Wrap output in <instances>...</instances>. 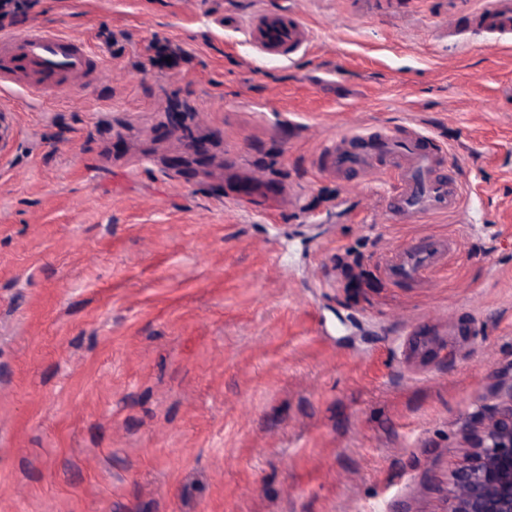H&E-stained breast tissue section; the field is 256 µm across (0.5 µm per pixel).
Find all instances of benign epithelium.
Here are the masks:
<instances>
[{
  "label": "benign epithelium",
  "instance_id": "1",
  "mask_svg": "<svg viewBox=\"0 0 512 512\" xmlns=\"http://www.w3.org/2000/svg\"><path fill=\"white\" fill-rule=\"evenodd\" d=\"M466 444L451 477L448 512H512V392L479 420Z\"/></svg>",
  "mask_w": 512,
  "mask_h": 512
}]
</instances>
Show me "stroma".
<instances>
[{
  "label": "stroma",
  "instance_id": "obj_1",
  "mask_svg": "<svg viewBox=\"0 0 512 512\" xmlns=\"http://www.w3.org/2000/svg\"><path fill=\"white\" fill-rule=\"evenodd\" d=\"M479 2L13 17L105 63L79 99L0 113V512H448L466 433L512 386V46L483 50ZM259 9L296 15L309 46L258 58L242 26ZM156 41L194 58L151 68ZM355 124L444 143L474 223L388 224V176L322 177L318 150ZM189 140L203 164H179ZM222 164L287 201L229 198ZM420 235L457 255L393 287L382 256ZM347 250L362 287L340 278Z\"/></svg>",
  "mask_w": 512,
  "mask_h": 512
}]
</instances>
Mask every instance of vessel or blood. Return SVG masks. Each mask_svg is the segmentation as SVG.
I'll return each instance as SVG.
<instances>
[{
  "label": "vessel or blood",
  "instance_id": "vessel-or-blood-1",
  "mask_svg": "<svg viewBox=\"0 0 512 512\" xmlns=\"http://www.w3.org/2000/svg\"><path fill=\"white\" fill-rule=\"evenodd\" d=\"M480 21L491 31L512 34V0H491L481 10ZM244 34L259 53L281 58L296 54L310 40L294 17L263 10L246 22ZM98 69L97 56L83 38L42 26L0 35V89H19L29 100L87 87ZM446 152L445 145L416 127L398 136L359 125L326 142L317 167L329 178L350 172L373 178L389 172L393 189L384 199L385 221L420 224L466 209L464 184L444 170ZM457 246L453 237L433 236L425 244L387 253L380 270L395 286L419 282L447 266Z\"/></svg>",
  "mask_w": 512,
  "mask_h": 512
}]
</instances>
